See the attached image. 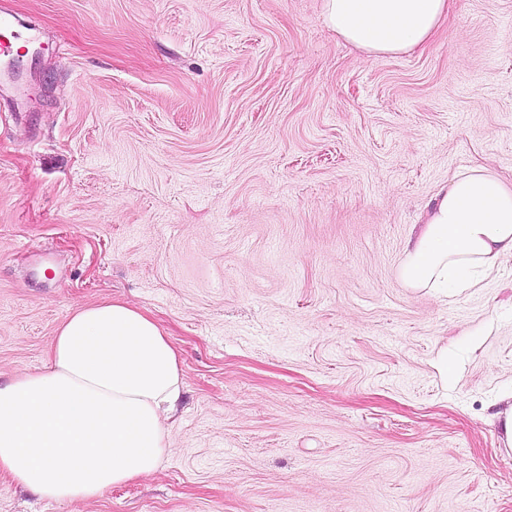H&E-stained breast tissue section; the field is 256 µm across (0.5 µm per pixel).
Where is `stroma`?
Instances as JSON below:
<instances>
[{"instance_id":"obj_1","label":"stroma","mask_w":512,"mask_h":512,"mask_svg":"<svg viewBox=\"0 0 512 512\" xmlns=\"http://www.w3.org/2000/svg\"><path fill=\"white\" fill-rule=\"evenodd\" d=\"M323 0H0L40 57L0 86V378L120 299L185 387L155 472L0 512H512V256L403 287L458 171L512 182V0L366 57Z\"/></svg>"}]
</instances>
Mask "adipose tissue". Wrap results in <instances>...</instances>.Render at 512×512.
<instances>
[{"mask_svg":"<svg viewBox=\"0 0 512 512\" xmlns=\"http://www.w3.org/2000/svg\"><path fill=\"white\" fill-rule=\"evenodd\" d=\"M452 0H324L323 18L365 55L422 47ZM512 256V184L485 167L453 176L398 268L409 288L445 292ZM184 388L159 325L120 300L71 309L43 371L0 384V470L44 498L101 496L155 471Z\"/></svg>","mask_w":512,"mask_h":512,"instance_id":"ef3b65f1","label":"adipose tissue"}]
</instances>
